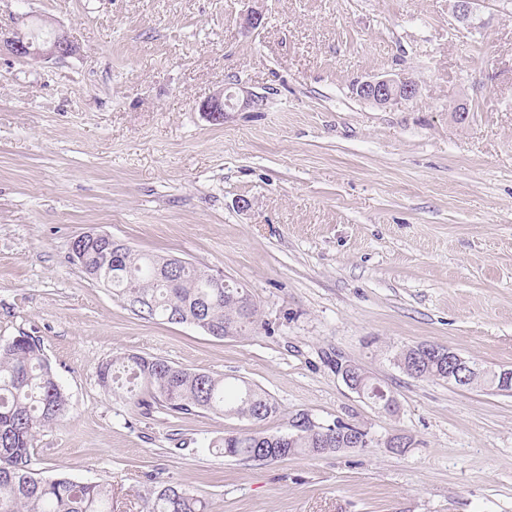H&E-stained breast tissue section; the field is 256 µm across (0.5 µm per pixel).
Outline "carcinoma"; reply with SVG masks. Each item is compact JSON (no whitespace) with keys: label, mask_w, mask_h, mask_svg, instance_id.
I'll return each instance as SVG.
<instances>
[{"label":"carcinoma","mask_w":512,"mask_h":512,"mask_svg":"<svg viewBox=\"0 0 512 512\" xmlns=\"http://www.w3.org/2000/svg\"><path fill=\"white\" fill-rule=\"evenodd\" d=\"M76 245L80 253L72 256L73 261L121 300L136 299L131 312L137 316L193 324L217 338L225 337L228 330L239 335L258 325V309L245 289L233 283L216 288L203 270L187 262L163 277L160 267L167 262L165 257L141 254L128 245L116 251L90 241ZM424 348L418 344L402 350L396 357L398 365L425 378H444L448 348L420 353ZM117 369L128 383L144 385L156 404L174 414L201 410L261 422L278 413L268 393L233 377L125 354L100 366V381H114ZM498 383L499 375L479 367L463 388H494ZM67 407L64 389L45 360L39 337L21 333L0 343V512H112V489L66 475L45 479L31 468L38 432L57 422ZM209 447L228 458L270 463L296 455L334 453L352 447V439L345 430L325 435L323 429L307 425L293 440L287 433L241 429ZM205 509L203 500L172 484L156 488L147 501V512Z\"/></svg>","instance_id":"obj_1"}]
</instances>
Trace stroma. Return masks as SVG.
Here are the masks:
<instances>
[{"instance_id":"obj_1","label":"stroma","mask_w":512,"mask_h":512,"mask_svg":"<svg viewBox=\"0 0 512 512\" xmlns=\"http://www.w3.org/2000/svg\"><path fill=\"white\" fill-rule=\"evenodd\" d=\"M35 17L78 46L0 56V341L39 337L68 399L35 472L111 487L112 512H145L162 483L208 512H512V392L394 359L431 343L512 368V0H481L471 27L450 0H0L2 31ZM397 73L415 102L352 92ZM232 81L262 106L210 122L200 104ZM88 231L223 274L258 325L216 338L134 315L72 262ZM128 353L245 380L280 412L133 404L98 377ZM338 355L398 412L348 389ZM301 411L414 445L264 464L208 448Z\"/></svg>"}]
</instances>
